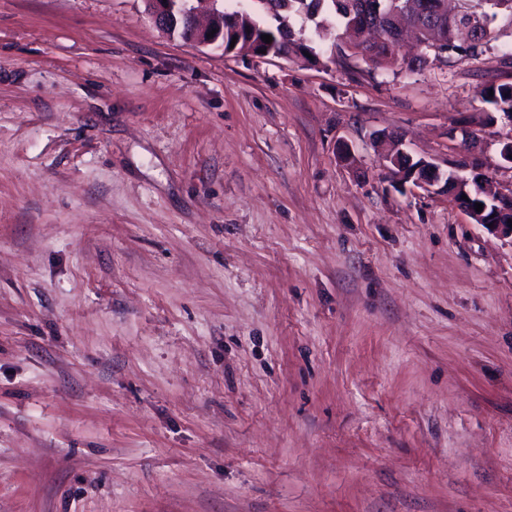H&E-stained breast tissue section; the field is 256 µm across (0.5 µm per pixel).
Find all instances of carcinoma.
Wrapping results in <instances>:
<instances>
[{"label": "carcinoma", "mask_w": 512, "mask_h": 512, "mask_svg": "<svg viewBox=\"0 0 512 512\" xmlns=\"http://www.w3.org/2000/svg\"><path fill=\"white\" fill-rule=\"evenodd\" d=\"M458 6L452 17L465 19L474 16L489 25L483 31L487 36L480 48L464 49L461 45V30L453 25L449 19H444L443 26L436 32V37L444 41L442 48L448 51L443 61L451 62L456 57L476 58L489 49V43L493 39L494 29L492 23L502 18L512 24V0H457ZM448 0H373L375 16L372 19L373 30L368 36H362V29L354 25V8L357 0H288V9L273 16L276 22L274 26H267L259 21L253 12L245 11L240 18L229 23L224 22V52L231 51L237 54L247 55L266 48L273 52H281L285 49H297L302 53H308L310 63L319 61V54L315 48L307 44L304 34L295 31L290 19L300 16L314 24V33L320 38H326V33L333 29V23L344 26L349 31L350 38L344 45L332 44L333 56L327 61H333L338 57L341 61L349 59H361L371 62L386 69L407 70L421 72L427 68V64L419 60L407 61L400 57L399 52L385 44L378 43L380 39L389 38L396 28V24L412 25L413 18L424 12H435ZM288 35L290 41L282 42L283 35ZM263 35L272 36L271 43L261 39ZM483 100L493 107L495 112L512 113V84H489L482 90Z\"/></svg>", "instance_id": "1"}]
</instances>
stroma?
Masks as SVG:
<instances>
[{"label": "stroma", "mask_w": 512, "mask_h": 512, "mask_svg": "<svg viewBox=\"0 0 512 512\" xmlns=\"http://www.w3.org/2000/svg\"><path fill=\"white\" fill-rule=\"evenodd\" d=\"M495 29L317 68L0 0V512H512V240L372 141L511 188ZM489 90H493V96H489ZM483 100L493 107V111L484 112L485 113H494L499 112L502 118L507 119L508 122L512 125V84L502 83V84H489L485 86L481 92ZM508 112H511V114ZM396 141L398 143L397 149H399V151L396 153L385 152L383 158L387 163L386 167L389 172L393 168L399 170L398 174L395 175L394 178L403 184L412 182L415 187L430 192L435 186H438L443 181V188L445 189L448 198L453 202H458L461 200L462 193H456L454 191L455 184L453 182V176L455 177L458 186H462L465 193H468L466 186L471 184V177L473 175H480L478 178L479 182L482 180H489L493 183L491 177L487 173L482 172V163H480L478 155L475 153V149L479 146L481 141L474 136L470 139L468 148L469 155L457 160V162L451 167L453 170V176L452 172H448V170L446 172H442L437 164L425 158H420L416 162H413L414 156L405 149L403 138L398 136ZM398 153L402 157L408 159V166H399L397 161ZM411 166L413 167L410 169L409 167Z\"/></svg>", "instance_id": "obj_1"}]
</instances>
